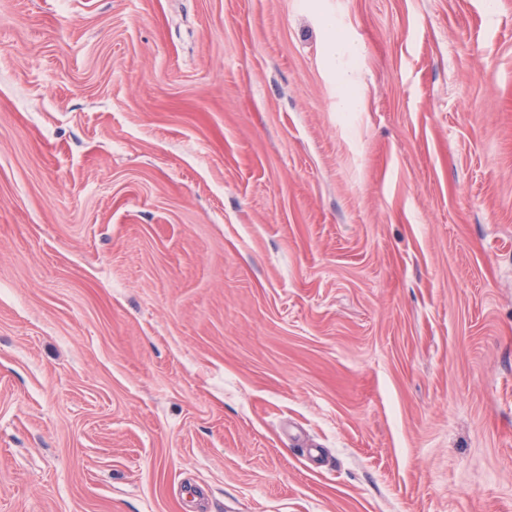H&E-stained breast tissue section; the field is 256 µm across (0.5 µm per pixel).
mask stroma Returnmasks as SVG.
<instances>
[{
    "instance_id": "stroma-1",
    "label": "stroma",
    "mask_w": 512,
    "mask_h": 512,
    "mask_svg": "<svg viewBox=\"0 0 512 512\" xmlns=\"http://www.w3.org/2000/svg\"><path fill=\"white\" fill-rule=\"evenodd\" d=\"M0 512H512V0H0Z\"/></svg>"
}]
</instances>
